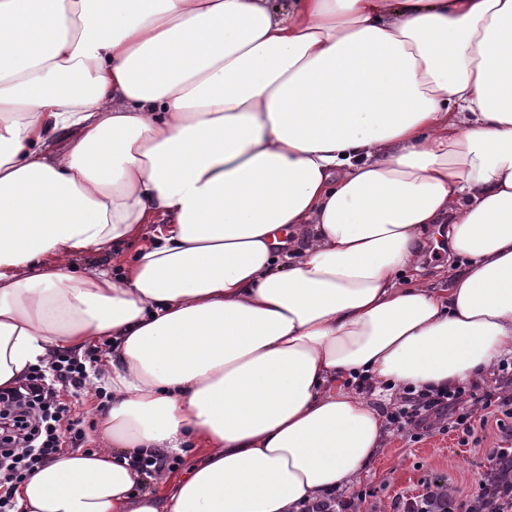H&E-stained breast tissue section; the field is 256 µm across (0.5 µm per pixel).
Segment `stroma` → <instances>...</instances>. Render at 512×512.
I'll return each mask as SVG.
<instances>
[{
  "label": "stroma",
  "instance_id": "35a3bbf8",
  "mask_svg": "<svg viewBox=\"0 0 512 512\" xmlns=\"http://www.w3.org/2000/svg\"><path fill=\"white\" fill-rule=\"evenodd\" d=\"M151 238V233L146 232L139 242L77 255L70 263L87 272L107 266L117 275L139 244L148 243ZM59 398L69 406L70 417L77 421V429L82 433L78 447L105 448L106 440L93 432L99 416L100 398L91 393L75 396L64 389L60 390ZM507 429H512L511 418L505 419L500 426L489 423L480 442L464 449L459 447L456 434H442L432 427L420 430L414 437L387 431L379 458L366 475L350 486L351 491L360 490L366 494L357 504L359 512H393L396 495L417 493L421 485L437 481L451 483L465 493L473 491L489 470L490 448L499 444Z\"/></svg>",
  "mask_w": 512,
  "mask_h": 512
}]
</instances>
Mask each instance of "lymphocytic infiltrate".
I'll return each mask as SVG.
<instances>
[{"mask_svg": "<svg viewBox=\"0 0 512 512\" xmlns=\"http://www.w3.org/2000/svg\"><path fill=\"white\" fill-rule=\"evenodd\" d=\"M59 386L76 395L91 392L86 365L61 357L48 369H34L27 382L0 390V512H19L17 487L63 448L68 408L56 397ZM506 403L498 386L487 383L410 391L386 406L385 413L400 434L438 419L443 430L459 433L464 446ZM489 460L492 472L470 495L446 485L427 488L399 498L397 512H512V433L490 450Z\"/></svg>", "mask_w": 512, "mask_h": 512, "instance_id": "1", "label": "lymphocytic infiltrate"}]
</instances>
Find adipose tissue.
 I'll return each instance as SVG.
<instances>
[{
    "mask_svg": "<svg viewBox=\"0 0 512 512\" xmlns=\"http://www.w3.org/2000/svg\"><path fill=\"white\" fill-rule=\"evenodd\" d=\"M148 224L120 276L69 265ZM97 340L110 448L22 512H305L369 472L358 378L512 354V0H0V388ZM189 444L146 489L132 456ZM428 239L422 248L425 282L434 288L448 285V240L441 235Z\"/></svg>",
    "mask_w": 512,
    "mask_h": 512,
    "instance_id": "1",
    "label": "adipose tissue"
}]
</instances>
